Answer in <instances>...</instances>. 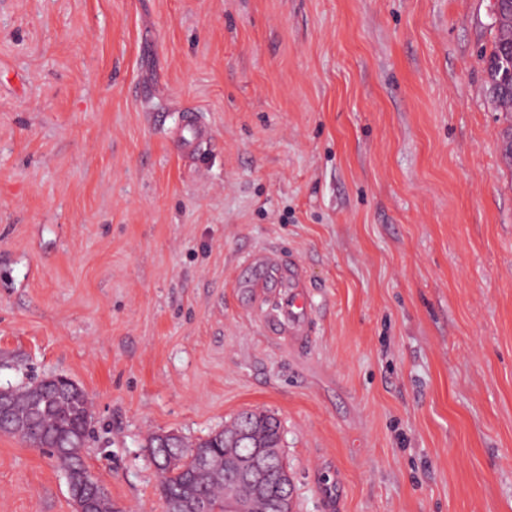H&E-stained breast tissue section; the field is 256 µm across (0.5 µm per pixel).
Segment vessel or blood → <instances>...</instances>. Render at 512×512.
Masks as SVG:
<instances>
[{"mask_svg":"<svg viewBox=\"0 0 512 512\" xmlns=\"http://www.w3.org/2000/svg\"><path fill=\"white\" fill-rule=\"evenodd\" d=\"M254 268L259 281L270 288L283 289L276 307L265 314V322L274 334L307 335L313 309L304 293L305 281L296 262L284 261L277 253L257 254Z\"/></svg>","mask_w":512,"mask_h":512,"instance_id":"b4317fda","label":"vessel or blood"}]
</instances>
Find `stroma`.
Returning a JSON list of instances; mask_svg holds the SVG:
<instances>
[{
  "label": "stroma",
  "instance_id": "1",
  "mask_svg": "<svg viewBox=\"0 0 512 512\" xmlns=\"http://www.w3.org/2000/svg\"><path fill=\"white\" fill-rule=\"evenodd\" d=\"M492 12L0 0V387L83 389L118 512H164L149 433L245 410L281 423L294 512H512ZM265 249L303 266L309 335H270ZM0 512H73L54 458L3 434Z\"/></svg>",
  "mask_w": 512,
  "mask_h": 512
}]
</instances>
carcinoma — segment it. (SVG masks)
Segmentation results:
<instances>
[{
	"label": "carcinoma",
	"instance_id": "obj_1",
	"mask_svg": "<svg viewBox=\"0 0 512 512\" xmlns=\"http://www.w3.org/2000/svg\"><path fill=\"white\" fill-rule=\"evenodd\" d=\"M493 24L496 35L492 50L483 56V61L494 65L499 61H508V56L504 53L503 31L509 25V18L495 20ZM16 400L19 410L28 416L27 441L34 443L39 440L52 448L55 446L57 436L68 435V440L76 445L75 451L55 452L53 456L64 473L73 471L83 457L89 436L90 408L85 392L73 387L61 389L51 384L37 400L33 401L28 395L27 388L18 387ZM234 423V433H239L244 427L249 428L251 432L248 440L235 445L236 455L248 451L255 442L273 447L281 442V424L272 415L246 410L234 418ZM147 442L148 447L152 448L151 455L155 462L162 464L166 457L174 462V467L160 476L159 485L162 498L171 502L182 495L185 480L194 469V465L177 456L178 449L185 447L184 441L180 438L173 440L168 448L158 447V440L153 434L148 436ZM195 446L206 449L209 467L223 474L221 481L204 480L197 483L199 494L209 503L210 509L213 512H222L224 499L234 485L232 469L227 461L224 431L211 432L196 442Z\"/></svg>",
	"mask_w": 512,
	"mask_h": 512
}]
</instances>
